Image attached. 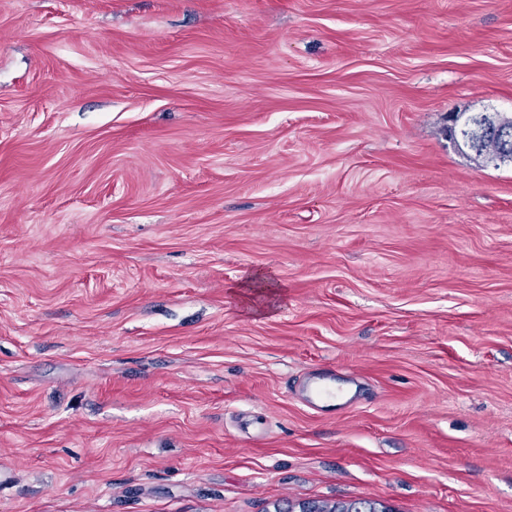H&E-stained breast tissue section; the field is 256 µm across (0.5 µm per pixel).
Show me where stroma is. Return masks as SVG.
Returning <instances> with one entry per match:
<instances>
[{
  "label": "stroma",
  "instance_id": "1",
  "mask_svg": "<svg viewBox=\"0 0 512 512\" xmlns=\"http://www.w3.org/2000/svg\"><path fill=\"white\" fill-rule=\"evenodd\" d=\"M477 112L512 0H0V512H512ZM357 504V507H361V508H366L368 510V512H393L392 509L386 507V506H383L381 504H379L381 507L378 508L376 505V503H372V502H359V503H354V504H347L345 502H336L332 505H329L328 503H320V502H317V501H311V502H303L302 504H299V506H302L301 508H306V509H312V510H309L308 512H343V510L345 509V507H352L350 508L349 510H344V511H354V508L353 506ZM359 504V505H358ZM300 508V509H301Z\"/></svg>",
  "mask_w": 512,
  "mask_h": 512
}]
</instances>
